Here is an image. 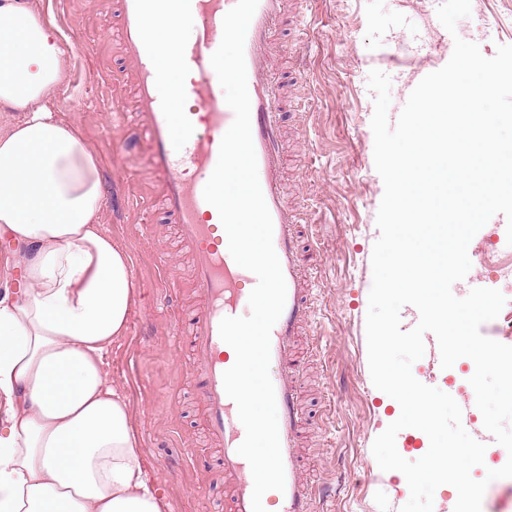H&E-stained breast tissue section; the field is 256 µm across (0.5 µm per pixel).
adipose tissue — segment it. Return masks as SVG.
Segmentation results:
<instances>
[{
    "label": "adipose tissue",
    "mask_w": 512,
    "mask_h": 512,
    "mask_svg": "<svg viewBox=\"0 0 512 512\" xmlns=\"http://www.w3.org/2000/svg\"><path fill=\"white\" fill-rule=\"evenodd\" d=\"M150 35L173 83L183 27ZM65 62L33 0H0V512H163L105 357L123 336L129 258L102 225L100 165L49 97Z\"/></svg>",
    "instance_id": "ef3b65f1"
}]
</instances>
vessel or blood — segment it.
<instances>
[{
  "mask_svg": "<svg viewBox=\"0 0 512 512\" xmlns=\"http://www.w3.org/2000/svg\"><path fill=\"white\" fill-rule=\"evenodd\" d=\"M236 0H175V15L197 20L193 43L180 48L177 63L188 74L174 92L188 103L176 113L160 93L170 83L168 71L154 63L150 28L156 18L155 0H112L122 59L131 70L133 116L146 134L153 198L176 227L180 245L191 256L192 279L202 298L189 334L194 355L193 380L205 410L208 439L222 453L227 512H252L253 477L249 463L237 453L245 438L237 406L223 385L229 367L227 344L219 335L223 318L246 308L256 276L236 264L217 210L203 198L223 135L234 113L214 88L218 78L210 59L223 34V18ZM286 20L284 0H259L245 40L250 120L258 178L273 222V245L280 260L287 295L284 311L271 331L270 363L278 372L275 389L285 489L264 494V505L279 512H318L322 499L335 490L314 484L301 460L303 422L300 416L295 350L299 336L311 326L314 282L308 271L319 254L300 245L301 229L289 208L282 183L281 129L276 119L279 88L273 81L271 52L274 28Z\"/></svg>",
  "mask_w": 512,
  "mask_h": 512,
  "instance_id": "obj_1",
  "label": "vessel or blood"
}]
</instances>
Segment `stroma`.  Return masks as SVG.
Listing matches in <instances>:
<instances>
[{
  "instance_id": "stroma-1",
  "label": "stroma",
  "mask_w": 512,
  "mask_h": 512,
  "mask_svg": "<svg viewBox=\"0 0 512 512\" xmlns=\"http://www.w3.org/2000/svg\"><path fill=\"white\" fill-rule=\"evenodd\" d=\"M293 24L279 29L278 75L295 90L280 115L287 136L286 189L295 212L311 225L322 261L315 275L314 348L300 362V400L309 423L305 459L312 479L336 487L320 512H399L410 491L398 474L382 471L372 444L400 411L374 387L365 320L372 285L371 256L379 237L384 193L374 167L368 75L391 80L389 123H397L411 91L450 59L455 38L493 57L512 44V0H471L470 17L448 32L436 0H296ZM39 14L59 18L54 31L65 52L66 81L51 103L99 159L106 205L103 226L131 260L133 305L124 336L107 356L110 378L129 400L146 470L164 512H225L220 454L208 443L203 407L193 385L186 331L202 300L191 281L175 227L161 215L143 222L118 206L149 193V147L134 126L115 119L126 91L118 80L119 47L108 0H38ZM176 271L164 280L160 250ZM412 366L421 383L451 395L467 431L482 427L472 401L469 359L440 365L433 333Z\"/></svg>"
}]
</instances>
